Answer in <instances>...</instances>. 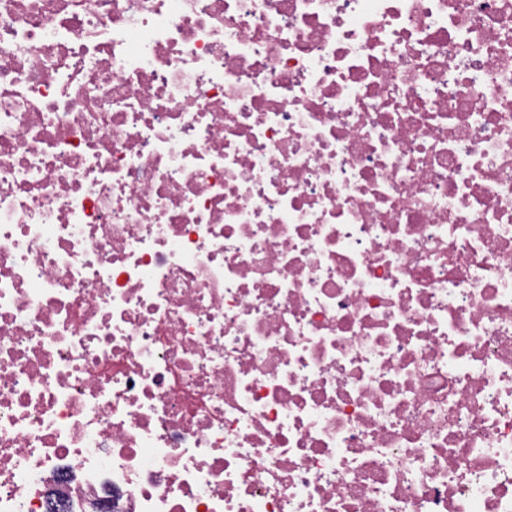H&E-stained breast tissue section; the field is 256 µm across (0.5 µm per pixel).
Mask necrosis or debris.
Here are the masks:
<instances>
[{
    "label": "necrosis or debris",
    "instance_id": "obj_1",
    "mask_svg": "<svg viewBox=\"0 0 512 512\" xmlns=\"http://www.w3.org/2000/svg\"><path fill=\"white\" fill-rule=\"evenodd\" d=\"M512 512V0H0V512Z\"/></svg>",
    "mask_w": 512,
    "mask_h": 512
}]
</instances>
